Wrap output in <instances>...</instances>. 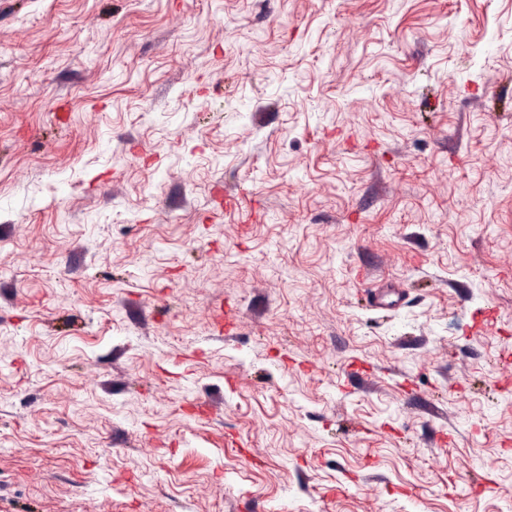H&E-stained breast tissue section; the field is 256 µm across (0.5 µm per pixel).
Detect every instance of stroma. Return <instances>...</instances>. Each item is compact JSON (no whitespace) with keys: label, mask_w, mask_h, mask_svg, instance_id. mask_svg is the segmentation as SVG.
<instances>
[{"label":"stroma","mask_w":512,"mask_h":512,"mask_svg":"<svg viewBox=\"0 0 512 512\" xmlns=\"http://www.w3.org/2000/svg\"><path fill=\"white\" fill-rule=\"evenodd\" d=\"M509 358L512 0H0V512H512ZM371 306L377 309H390L397 305L403 298V289L397 285H389L385 288H376L370 291Z\"/></svg>","instance_id":"1"}]
</instances>
